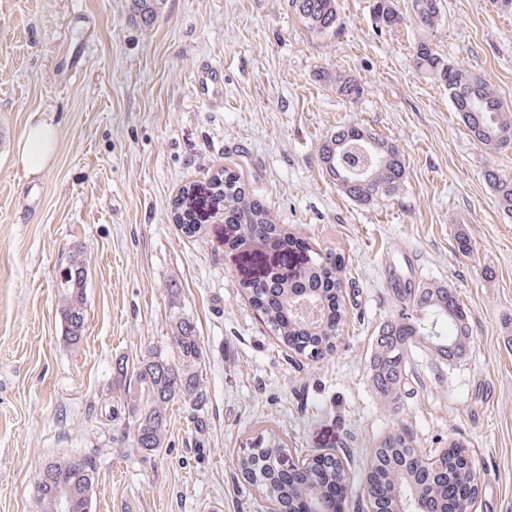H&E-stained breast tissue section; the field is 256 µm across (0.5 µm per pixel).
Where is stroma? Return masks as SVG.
<instances>
[{"label": "stroma", "instance_id": "obj_1", "mask_svg": "<svg viewBox=\"0 0 512 512\" xmlns=\"http://www.w3.org/2000/svg\"><path fill=\"white\" fill-rule=\"evenodd\" d=\"M371 3L338 0L335 33L320 35L290 0H162L147 27L130 0H0V512H32L43 463L75 453L97 461L92 512H268L237 466L266 428L292 455L343 460L344 512H371L370 452L400 428L427 453L463 441L480 473L476 512H512V220L485 177L512 178V147L473 141L447 88L413 59L426 42L512 110V11L442 0L433 26L391 29L377 27ZM203 59L224 69L223 107L194 97ZM340 72L362 83L358 101L337 94ZM37 123L55 139L32 176L19 146ZM354 124L399 144L406 179L394 197L357 204L323 171L321 143ZM224 169L302 238L289 268L314 250L344 258L332 356L295 355L258 323L241 283L279 267L260 238L228 248L210 203L200 234L182 233L179 193ZM77 246L87 322L74 345L57 285ZM399 251L419 281L456 289L473 339L451 365L415 352L414 382L386 402L368 356L396 310L383 268ZM176 309L201 347L205 445L177 402L164 447L147 452L131 416L112 413L114 367L150 346L171 351Z\"/></svg>", "mask_w": 512, "mask_h": 512}]
</instances>
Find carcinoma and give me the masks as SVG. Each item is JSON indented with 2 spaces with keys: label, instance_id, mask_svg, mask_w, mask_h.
<instances>
[{
  "label": "carcinoma",
  "instance_id": "carcinoma-1",
  "mask_svg": "<svg viewBox=\"0 0 512 512\" xmlns=\"http://www.w3.org/2000/svg\"><path fill=\"white\" fill-rule=\"evenodd\" d=\"M410 18L431 26L438 20L441 0H410ZM291 7L318 33L336 32L337 0H291ZM379 26L404 22L395 0H372ZM417 68L448 88V98L472 140L491 149L512 146V112L505 110L495 92L480 74L447 61L420 42L414 47ZM336 91L350 102L364 94L359 80L346 73L336 75ZM319 159L338 189L352 201L366 205L391 198L403 187L406 169L398 144L361 125L336 127L322 142ZM501 210L512 217V178L487 172ZM210 189L224 202V216L236 217L248 231L279 233L285 228L271 213L246 193L237 176L226 170L209 181ZM86 262L80 249L71 251L60 276V305L67 339L78 344L85 332L83 291ZM346 273L344 261L333 252L315 253L294 277L276 275L262 288L242 285L249 305L288 350L312 360L332 355L339 343ZM400 304L398 317L386 321L370 353V378L385 400L401 394L410 373V359L424 349L452 363L460 360L471 339L470 323L463 305L456 302L451 285L413 283L393 291ZM175 356L150 347L134 368L116 364L113 388L128 402L135 390L146 391L150 406H131L135 416L137 447L155 451L164 447L166 411L178 401L196 419L198 433L206 427L208 392L199 372L201 348L194 323L177 315L170 324ZM286 443L273 431L252 439L241 452L239 467L251 484L265 492L274 512H336L335 499L327 490L344 485L349 474L332 453L316 454L294 462L284 453ZM371 478L379 493L394 502L397 512H410L414 494L422 492L432 512H448V487L478 483L469 449L458 440L448 442L441 456L425 455L413 445L409 433L398 429L375 444L371 453ZM42 469L48 478L36 487L35 512H57V480L66 478L74 512H92L98 484L95 457L72 454L47 460Z\"/></svg>",
  "mask_w": 512,
  "mask_h": 512
}]
</instances>
